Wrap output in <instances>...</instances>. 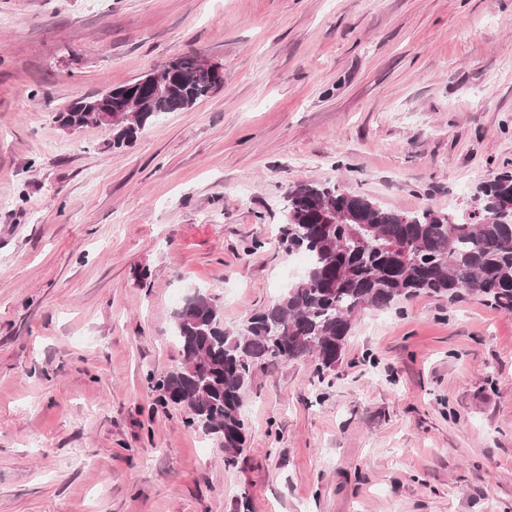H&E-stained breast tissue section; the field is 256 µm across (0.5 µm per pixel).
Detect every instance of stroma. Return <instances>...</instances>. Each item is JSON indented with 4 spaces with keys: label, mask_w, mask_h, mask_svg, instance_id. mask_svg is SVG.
Listing matches in <instances>:
<instances>
[{
    "label": "stroma",
    "mask_w": 512,
    "mask_h": 512,
    "mask_svg": "<svg viewBox=\"0 0 512 512\" xmlns=\"http://www.w3.org/2000/svg\"><path fill=\"white\" fill-rule=\"evenodd\" d=\"M224 68L109 147L55 120L180 55ZM512 173V0H0V512H512V314L421 295L341 362L258 366L247 446L160 405L197 293L227 330L305 271L289 187L465 218Z\"/></svg>",
    "instance_id": "stroma-1"
}]
</instances>
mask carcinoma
Masks as SVG:
<instances>
[{
  "label": "carcinoma",
  "instance_id": "carcinoma-1",
  "mask_svg": "<svg viewBox=\"0 0 512 512\" xmlns=\"http://www.w3.org/2000/svg\"><path fill=\"white\" fill-rule=\"evenodd\" d=\"M155 86L139 77L97 95L73 100L56 120L79 132L109 131V146L131 145L156 115L179 112L215 92L197 57L179 56L151 71ZM146 100L134 118L122 111L128 95ZM487 203L480 218L453 222L445 213L387 210L371 198L336 187L301 182L288 191L280 243L309 257L306 275L273 305L252 314L233 334L219 306L204 295L189 298L175 316L182 362L154 380L166 402L191 412L190 424L219 438L224 465L235 467L247 441L241 417L243 391L254 369L267 362L314 359L317 372L341 362L359 313L390 307L400 298L475 295L512 314V174L481 183ZM365 238L358 247L354 236Z\"/></svg>",
  "mask_w": 512,
  "mask_h": 512
}]
</instances>
